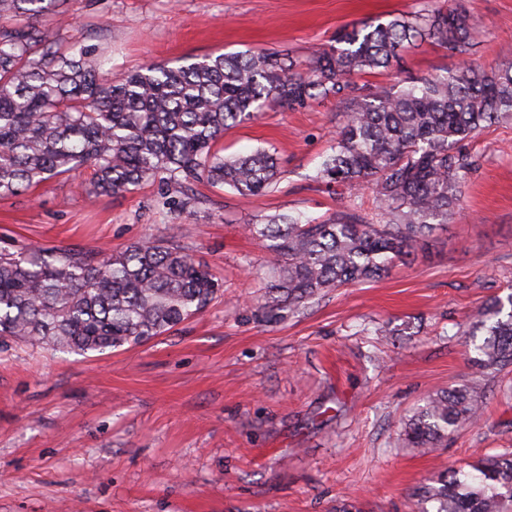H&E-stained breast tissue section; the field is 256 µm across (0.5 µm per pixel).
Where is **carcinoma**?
Segmentation results:
<instances>
[{
    "label": "carcinoma",
    "mask_w": 512,
    "mask_h": 512,
    "mask_svg": "<svg viewBox=\"0 0 512 512\" xmlns=\"http://www.w3.org/2000/svg\"><path fill=\"white\" fill-rule=\"evenodd\" d=\"M62 0H0V197L25 194L88 168L98 195L121 196L157 177L205 181L240 195L272 190L276 154L226 157L224 130L273 104L334 98L345 121L315 179L371 191L385 223L338 212L303 220L277 214L248 225L269 258L258 308L276 323L329 288L383 276L448 223L478 160L466 141L512 117V64L486 70L471 59L480 25L462 0L395 15L342 33L303 69L271 52L148 63L117 80L78 36ZM48 18L53 26L39 22ZM67 26L63 41L56 29ZM427 40L461 61L406 86H353L348 77L387 68L405 44ZM221 285L175 241L119 250H0V337L78 354L146 343L202 313ZM478 373L512 366V295L488 301L474 321ZM468 386L429 397L404 440L434 450L482 417ZM419 512H512V456L486 455L416 492Z\"/></svg>",
    "instance_id": "carcinoma-1"
}]
</instances>
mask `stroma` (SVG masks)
Here are the masks:
<instances>
[{"instance_id": "35a3bbf8", "label": "stroma", "mask_w": 512, "mask_h": 512, "mask_svg": "<svg viewBox=\"0 0 512 512\" xmlns=\"http://www.w3.org/2000/svg\"><path fill=\"white\" fill-rule=\"evenodd\" d=\"M444 0H64L113 77L155 61L277 51L301 61L337 32ZM481 33L473 60L512 62V0H467ZM430 43L400 65L357 76L398 85L457 69ZM344 122L328 99L265 108L225 130V155L275 151L263 196L202 182H154L91 196L63 175L0 198V246L118 249L175 240L224 283L176 330L85 357L0 338V512H414L415 489L484 453L512 452V367L469 360L476 310L512 293V119L468 148L478 166L462 207L410 261L382 278L327 289L277 324L258 321L265 254L247 227L267 215L329 216L369 192L314 179ZM175 208H163L164 200ZM469 386L481 422L427 452L397 438L433 393Z\"/></svg>"}]
</instances>
